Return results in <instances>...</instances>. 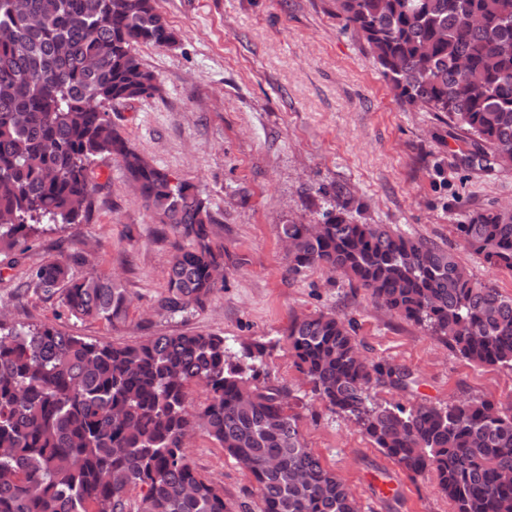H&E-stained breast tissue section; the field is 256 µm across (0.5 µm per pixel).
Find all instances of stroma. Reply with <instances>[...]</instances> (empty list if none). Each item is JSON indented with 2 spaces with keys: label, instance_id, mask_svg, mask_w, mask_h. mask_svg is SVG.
Masks as SVG:
<instances>
[{
  "label": "stroma",
  "instance_id": "obj_1",
  "mask_svg": "<svg viewBox=\"0 0 512 512\" xmlns=\"http://www.w3.org/2000/svg\"><path fill=\"white\" fill-rule=\"evenodd\" d=\"M178 40L140 46L162 90L114 104L109 118L139 151L192 182L224 222V287L203 308L162 314L169 245L121 168L95 165L101 186L90 223L33 237L24 259L0 255V312L17 323H51L89 340L133 344L185 331L223 334L228 344L284 339L301 315L352 321L363 353L410 368L412 390L376 389L377 402L448 405L491 397L512 402V370L478 366L415 323L390 314L358 283L314 269L294 278L279 227L314 224L335 202L360 223L386 224L455 249L474 277L512 296V273L459 249L468 212L512 205V169L475 157L447 119L400 103L366 46L342 30L323 0H156ZM86 263H74L76 255ZM56 259L73 277L114 274L131 300L125 324L68 314L58 298L22 293L30 268ZM274 382L302 401L299 429L361 512H452L434 473L413 476L374 448L355 424L327 410L303 383L285 347L269 359ZM187 453L223 486L229 512H258L250 473L205 435Z\"/></svg>",
  "mask_w": 512,
  "mask_h": 512
}]
</instances>
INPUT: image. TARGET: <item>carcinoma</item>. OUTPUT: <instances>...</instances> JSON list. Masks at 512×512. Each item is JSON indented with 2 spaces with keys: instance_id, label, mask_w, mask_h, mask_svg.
I'll list each match as a JSON object with an SVG mask.
<instances>
[{
  "instance_id": "cac0c4a2",
  "label": "carcinoma",
  "mask_w": 512,
  "mask_h": 512,
  "mask_svg": "<svg viewBox=\"0 0 512 512\" xmlns=\"http://www.w3.org/2000/svg\"><path fill=\"white\" fill-rule=\"evenodd\" d=\"M362 40L403 103L461 130L512 167V0H326ZM177 35L155 0H0V252L20 256L51 225L87 224L93 165L122 168L171 243L160 313H189L224 287L222 223L187 180H176L116 129L107 109L160 92L139 45ZM463 248L512 271V208L475 211L456 225ZM288 274L339 273L389 312L480 366L512 368V297L475 280L457 254L385 224L323 213L319 232L279 225ZM27 288L58 297L78 318L125 323L129 300L112 275L75 279L47 260ZM287 350L312 394L352 421L404 471L435 473L453 512H512V403L446 406L372 402L407 391L414 372L360 352L333 313L295 318ZM274 344L189 331L115 345L52 324L0 319V512H228L182 442L201 431L251 473L259 512H357L355 499L299 432L290 391L269 380ZM200 386L203 404L189 402ZM144 490L139 500L130 493Z\"/></svg>"
}]
</instances>
